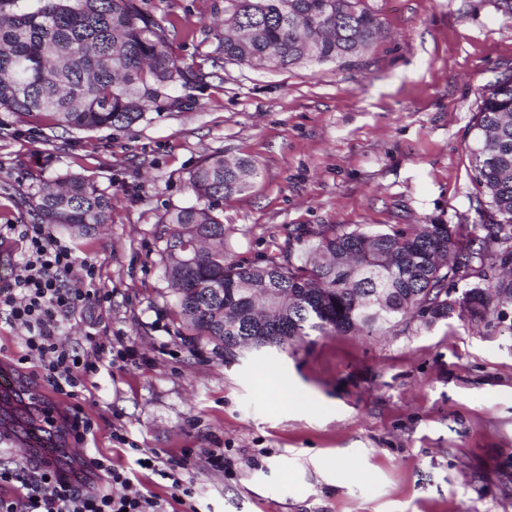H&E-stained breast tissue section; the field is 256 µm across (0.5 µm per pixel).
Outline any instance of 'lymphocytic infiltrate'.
<instances>
[{"label": "lymphocytic infiltrate", "instance_id": "obj_1", "mask_svg": "<svg viewBox=\"0 0 512 512\" xmlns=\"http://www.w3.org/2000/svg\"><path fill=\"white\" fill-rule=\"evenodd\" d=\"M21 237L25 248L13 275L0 282V312L22 326L25 359L39 364V378L54 394L78 397L88 372L110 354L107 345L77 351L69 341L77 309L96 298V268L79 263L74 248L55 236L48 225H0V241ZM78 280H71L74 269ZM0 512H165L158 497L142 493L129 475L103 456L81 461L78 472L67 475L39 461L15 468L0 467Z\"/></svg>", "mask_w": 512, "mask_h": 512}]
</instances>
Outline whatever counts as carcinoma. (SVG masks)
<instances>
[{"label": "carcinoma", "mask_w": 512, "mask_h": 512, "mask_svg": "<svg viewBox=\"0 0 512 512\" xmlns=\"http://www.w3.org/2000/svg\"><path fill=\"white\" fill-rule=\"evenodd\" d=\"M0 0V112L75 130L124 129L143 120L170 91L205 84L185 69L169 30L136 0ZM219 60L286 70L306 62L346 63L377 38L380 21L365 0H228ZM172 99V98H170ZM178 103V99H172ZM470 149L483 198L476 225L423 224L411 232L348 230L322 224L312 239L241 263L224 247V197L254 186L255 165L212 155L189 176L195 203L165 213L174 228L161 252L182 326L234 359L246 350L282 351L312 332L371 331L428 310L432 321L457 311L512 335L498 305L512 297V75L491 86L473 124ZM37 223L87 238L109 223L112 197L66 174L30 197ZM476 267L458 296L448 282L459 265Z\"/></svg>", "instance_id": "obj_1"}]
</instances>
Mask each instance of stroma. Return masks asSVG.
I'll return each instance as SVG.
<instances>
[{"instance_id": "1", "label": "stroma", "mask_w": 512, "mask_h": 512, "mask_svg": "<svg viewBox=\"0 0 512 512\" xmlns=\"http://www.w3.org/2000/svg\"><path fill=\"white\" fill-rule=\"evenodd\" d=\"M381 21L346 64L212 66L224 0H140L204 86L122 130L48 128L0 112V225L66 173L112 198V222L71 238L97 300L70 340L111 343L78 401L104 455L166 512H183L141 454L182 464L197 512H512V336L458 315L294 348L223 350L190 335L160 264L169 209L193 203L211 154L253 161L224 199L227 252L251 261L321 224L363 231L477 224L469 148L491 85L512 74V0H366ZM22 329L0 317V361L23 381ZM224 455L213 470L211 452Z\"/></svg>"}]
</instances>
